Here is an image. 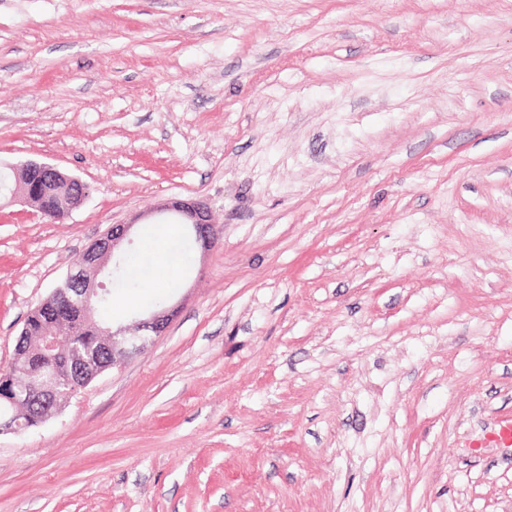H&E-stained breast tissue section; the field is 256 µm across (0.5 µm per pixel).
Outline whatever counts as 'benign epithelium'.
<instances>
[{"mask_svg": "<svg viewBox=\"0 0 512 512\" xmlns=\"http://www.w3.org/2000/svg\"><path fill=\"white\" fill-rule=\"evenodd\" d=\"M21 171L24 174L43 172L54 185L63 187L67 191L65 210L68 213L78 208L90 194L89 184L49 163L28 160L21 164ZM14 204L36 205L31 192L21 180L16 182L15 189L5 197V205ZM160 211L177 216L187 226L191 239L200 244L202 249L206 250L216 242L218 231L204 202L177 199L161 206ZM133 228L132 224L110 225L101 238L81 253L80 261L69 271L66 282L74 285V288L68 292L62 288L54 290L55 296L66 293L67 313L77 315L79 325L72 335H83L92 315V300L99 296L100 288L103 287L97 278L105 277L109 263H119V252L123 244L132 242ZM174 312L173 308L152 309L128 324L111 326L105 331V336L97 338V345L92 349L75 343L65 351L61 349V337H40L33 352V375L36 379L20 384L12 378L0 377V400L7 401L14 409L10 417L0 419V433L17 431L19 415L26 413V407L38 396L45 398L44 410L32 415L31 420L37 425L46 421L57 410L58 402L54 397L68 384L72 368H79L90 378L108 367L114 369L122 366L129 357L145 350L155 337L167 329ZM101 350L112 351V364L108 367L99 361L98 352Z\"/></svg>", "mask_w": 512, "mask_h": 512, "instance_id": "benign-epithelium-1", "label": "benign epithelium"}]
</instances>
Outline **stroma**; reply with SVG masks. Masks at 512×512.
Segmentation results:
<instances>
[{
	"mask_svg": "<svg viewBox=\"0 0 512 512\" xmlns=\"http://www.w3.org/2000/svg\"><path fill=\"white\" fill-rule=\"evenodd\" d=\"M26 160L91 194L0 209V368L112 224L110 316L176 313L0 434V512H512V0H0ZM159 211L177 216L181 221L179 224H186L191 239L199 243L202 249L208 250L216 242L218 231L203 201L177 199L167 202Z\"/></svg>",
	"mask_w": 512,
	"mask_h": 512,
	"instance_id": "1",
	"label": "stroma"
}]
</instances>
